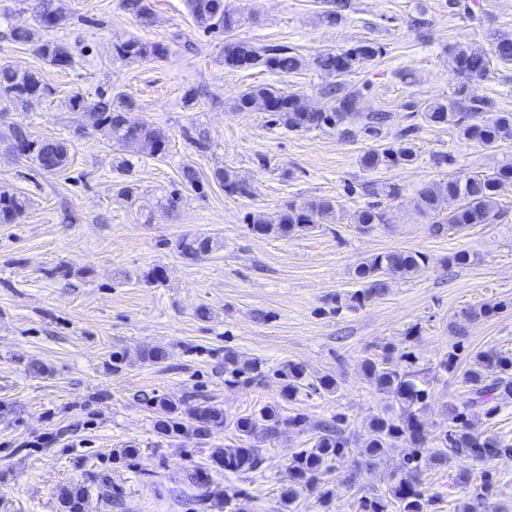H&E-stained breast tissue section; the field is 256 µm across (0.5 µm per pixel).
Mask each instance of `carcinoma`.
Listing matches in <instances>:
<instances>
[{
	"label": "carcinoma",
	"instance_id": "obj_1",
	"mask_svg": "<svg viewBox=\"0 0 512 512\" xmlns=\"http://www.w3.org/2000/svg\"><path fill=\"white\" fill-rule=\"evenodd\" d=\"M124 10L140 23L154 22L149 0H122ZM188 8L195 25L205 31L224 34L233 32L239 25L234 10L224 5V0H188ZM31 20L28 27H15L7 33V39L28 46L32 52L50 65L67 69L75 64L72 47L57 37L45 38L43 32L60 29L67 24L68 16L55 6V0H31ZM168 48L159 43L148 44L138 39H128L115 45L116 56L128 62H139L150 57L165 55ZM381 53L380 46L363 39L355 46L340 51H328L316 57L315 65L326 75L334 78L325 93L336 99L337 105L329 112L308 108L301 94L285 93L273 85H254L237 98L241 110L269 112L274 122L290 130L320 129L324 126H341L348 136L360 131H372L383 126L388 119L384 112L373 109L364 93L342 81L352 68L375 60ZM454 72L459 81L451 99L425 106L424 118L434 125L457 128L462 137L486 147L512 139V112L504 111L490 98L470 95L469 84L489 77L494 65L512 64V35L501 33L494 41L491 53L477 52L459 43L451 50ZM224 65L232 69L263 67L283 75L298 73L303 67L302 57L286 45L254 47L244 41L225 40ZM52 88L38 73L19 70L6 60H0V104H24L33 98H47ZM68 108L80 114L86 127L100 133L108 142L124 149L150 157L164 154L167 139L157 126L135 114V103L122 96L100 97L88 103L75 95L69 98ZM16 153L31 160L39 169L54 174L68 163V147L58 139L40 138L22 127L10 131ZM417 160L413 142L403 137L385 147L370 149L360 158L365 171H374L382 165H410ZM212 179L224 191L240 196L250 195L247 185L230 170L217 167ZM512 184V163L503 165L493 175L454 176L443 182H435L418 193L417 208L431 218L430 230L439 235L450 227L463 229L472 224H492L499 217L497 197L502 189ZM448 202V213L441 212V204ZM30 199L24 194L0 192V224H12L16 217L29 206ZM336 218V206L329 200L310 203L306 208L288 207L277 212H252L248 224L252 232L261 236L272 233L290 235L310 231L318 224ZM353 223L369 230L383 223V214L369 207L353 215ZM216 247L209 237L185 236L178 248L187 258H197ZM429 264V257L420 252H384L361 261L355 270L360 289L351 295L358 303H365L385 294L390 283L419 273ZM398 364H392L393 356ZM417 356L412 349L394 352L391 346L383 347L377 357H368L361 363L366 378L380 391L392 396L399 405V413L377 417L370 424L369 441L365 445L364 459L351 464L347 487L355 488L357 475L375 466L395 442L406 445L387 493L362 496L358 500L359 512H435L436 495L428 494L422 486L423 472L434 462L444 464L464 457L471 461L476 475L464 482L463 489L472 496L489 502V493L497 482L490 463L502 456H512V441L503 436L487 435L478 431L472 414L485 408L493 414L496 401L512 397V352L489 348L480 350L472 362L461 365L459 354L451 350L438 364V369L455 375L468 387L467 397L450 407L451 428L438 437L437 446L429 447L430 441L419 418V411L429 399V388L415 369ZM224 371L234 377L253 380L263 376L257 360H242L233 352L224 354ZM283 380L281 395L290 401L297 397L304 386L305 372L297 364H287L277 370ZM157 408V428L165 436H207L224 429V410L218 406L196 405L183 408L156 396L151 398ZM234 427L241 436L235 447L215 448L212 462L230 474H248L261 469L265 462L258 441L278 438L292 431L312 434L311 447L297 449L288 461V487L282 493L285 506H290L303 492H318L326 502L333 492L321 486V476L334 464L345 458L355 433L344 418L309 421L302 417H284L277 408L267 406L258 414L240 417ZM92 487L107 506H120L112 493V481L102 474L94 477ZM88 487L63 486L58 499L62 512H82L83 500ZM206 507L234 505V512H250V504L242 498L224 497V491H210L203 499Z\"/></svg>",
	"mask_w": 512,
	"mask_h": 512
}]
</instances>
